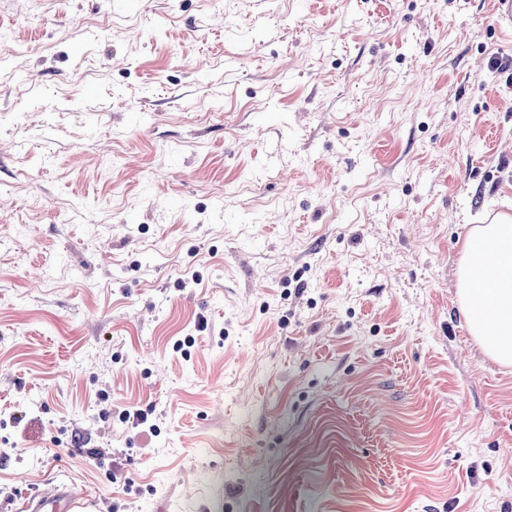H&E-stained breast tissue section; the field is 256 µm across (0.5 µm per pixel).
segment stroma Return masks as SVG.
<instances>
[{
  "label": "stroma",
  "mask_w": 512,
  "mask_h": 512,
  "mask_svg": "<svg viewBox=\"0 0 512 512\" xmlns=\"http://www.w3.org/2000/svg\"><path fill=\"white\" fill-rule=\"evenodd\" d=\"M0 28V512L60 484L512 512V366L456 282L512 201L495 0H0Z\"/></svg>",
  "instance_id": "35a3bbf8"
}]
</instances>
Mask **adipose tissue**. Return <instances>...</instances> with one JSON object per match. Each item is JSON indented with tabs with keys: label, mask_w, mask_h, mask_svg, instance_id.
<instances>
[{
	"label": "adipose tissue",
	"mask_w": 512,
	"mask_h": 512,
	"mask_svg": "<svg viewBox=\"0 0 512 512\" xmlns=\"http://www.w3.org/2000/svg\"><path fill=\"white\" fill-rule=\"evenodd\" d=\"M458 304L482 349L512 365V216L498 214L464 238L457 270Z\"/></svg>",
	"instance_id": "1"
}]
</instances>
